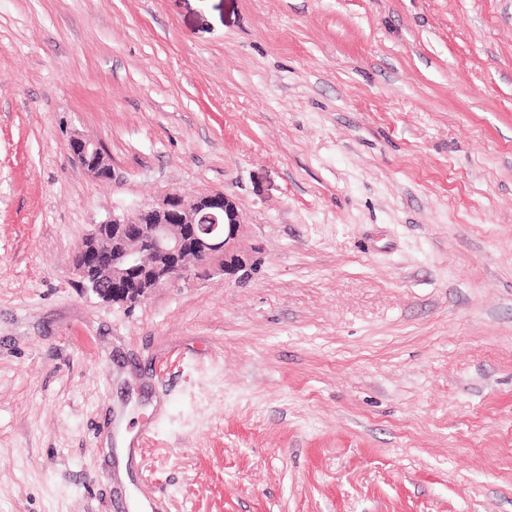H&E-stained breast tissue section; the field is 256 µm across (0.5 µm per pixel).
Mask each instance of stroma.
Listing matches in <instances>:
<instances>
[{
	"label": "stroma",
	"instance_id": "1",
	"mask_svg": "<svg viewBox=\"0 0 512 512\" xmlns=\"http://www.w3.org/2000/svg\"><path fill=\"white\" fill-rule=\"evenodd\" d=\"M219 190L247 276L82 288L92 225ZM119 494L512 512V0H0V512ZM68 149L75 161L94 180L103 182L112 174V166L99 143L73 135L68 141Z\"/></svg>",
	"mask_w": 512,
	"mask_h": 512
}]
</instances>
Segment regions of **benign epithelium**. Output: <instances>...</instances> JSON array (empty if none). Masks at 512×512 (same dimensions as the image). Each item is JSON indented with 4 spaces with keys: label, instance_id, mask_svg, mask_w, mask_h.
I'll return each instance as SVG.
<instances>
[{
    "label": "benign epithelium",
    "instance_id": "obj_1",
    "mask_svg": "<svg viewBox=\"0 0 512 512\" xmlns=\"http://www.w3.org/2000/svg\"><path fill=\"white\" fill-rule=\"evenodd\" d=\"M68 149L93 179L112 166L99 143L72 136ZM244 217L227 194H167L134 218L112 215L92 226L78 245L73 271L83 288L105 302L140 305L162 288L195 277L234 275L246 265L239 248Z\"/></svg>",
    "mask_w": 512,
    "mask_h": 512
}]
</instances>
